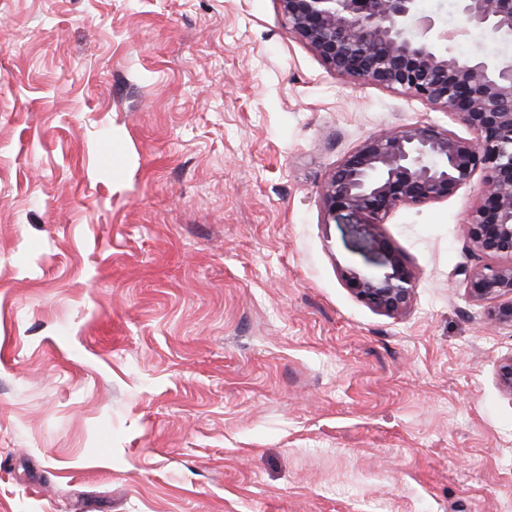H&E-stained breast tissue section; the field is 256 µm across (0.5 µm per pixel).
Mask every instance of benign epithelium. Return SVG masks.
<instances>
[{"instance_id":"benign-epithelium-1","label":"benign epithelium","mask_w":512,"mask_h":512,"mask_svg":"<svg viewBox=\"0 0 512 512\" xmlns=\"http://www.w3.org/2000/svg\"><path fill=\"white\" fill-rule=\"evenodd\" d=\"M288 26L325 67L360 84L421 98L452 112L473 133L465 139L435 124H408L366 138L323 187L325 215L345 212L356 223L378 226L401 205L444 200L480 175L479 201L465 224L474 250L489 261L461 274L471 297L487 305L496 325L512 326V52L457 54L456 34L480 30L512 47V0H456L458 32L433 33L420 0H277ZM380 275L352 271L356 297L398 317L409 309L414 277L401 259ZM512 393V355L497 368Z\"/></svg>"}]
</instances>
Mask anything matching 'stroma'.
I'll return each instance as SVG.
<instances>
[{"instance_id": "35a3bbf8", "label": "stroma", "mask_w": 512, "mask_h": 512, "mask_svg": "<svg viewBox=\"0 0 512 512\" xmlns=\"http://www.w3.org/2000/svg\"><path fill=\"white\" fill-rule=\"evenodd\" d=\"M422 122L472 135L277 0H0V512H512L478 182L324 221L344 157ZM389 251L398 318L345 277ZM389 271L371 275L352 271L348 279L356 297L372 309L398 317L409 309L415 291L414 277L401 259L394 255L387 260Z\"/></svg>"}]
</instances>
